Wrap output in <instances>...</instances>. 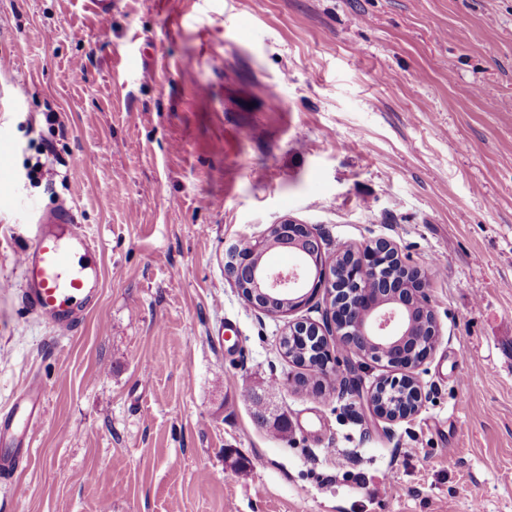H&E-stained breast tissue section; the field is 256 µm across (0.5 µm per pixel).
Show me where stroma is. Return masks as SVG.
<instances>
[{
  "mask_svg": "<svg viewBox=\"0 0 512 512\" xmlns=\"http://www.w3.org/2000/svg\"><path fill=\"white\" fill-rule=\"evenodd\" d=\"M2 145L0 410L36 378L44 415L0 512H512V0H0ZM60 202L101 249L67 336L17 272ZM286 218L428 273L416 415L373 420L360 356L358 394L292 385L323 299L267 316L225 269ZM275 391L276 387L274 385H270L267 391L260 394L254 391L253 389H246L245 396L253 404L255 415L257 417L258 422L262 426L269 428L270 432L280 434L283 433L284 431V417H272L270 414H266L267 401L270 397H272L275 394Z\"/></svg>",
  "mask_w": 512,
  "mask_h": 512,
  "instance_id": "obj_1",
  "label": "stroma"
}]
</instances>
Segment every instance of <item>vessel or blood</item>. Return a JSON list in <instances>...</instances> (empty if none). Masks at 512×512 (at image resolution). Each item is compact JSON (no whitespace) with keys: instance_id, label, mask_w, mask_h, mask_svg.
<instances>
[{"instance_id":"vessel-or-blood-1","label":"vessel or blood","mask_w":512,"mask_h":512,"mask_svg":"<svg viewBox=\"0 0 512 512\" xmlns=\"http://www.w3.org/2000/svg\"><path fill=\"white\" fill-rule=\"evenodd\" d=\"M36 227L32 244L18 257L21 299L57 333L68 335L98 300L100 248L67 205L38 215ZM43 397L41 381L31 379L0 412L1 479H12L20 460L29 457Z\"/></svg>"}]
</instances>
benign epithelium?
<instances>
[{
	"label": "benign epithelium",
	"instance_id": "obj_1",
	"mask_svg": "<svg viewBox=\"0 0 512 512\" xmlns=\"http://www.w3.org/2000/svg\"><path fill=\"white\" fill-rule=\"evenodd\" d=\"M294 235L306 243L311 251L313 270L300 264L293 271H280L266 265L259 267L254 256L265 254L270 242L277 235ZM352 259L347 267L350 280L362 306L361 319L348 323L350 308L338 297L341 286L332 273L337 262H331L323 252L321 237L308 224L285 219L270 226L268 234L254 241L253 254L234 256L228 277L234 282L245 300L260 313L269 316H286L311 303L318 295L325 298V314L320 324L295 322L288 324L289 335L318 336L324 345L325 377L333 379L341 392L349 393L356 386L350 359L341 360L330 349L329 340L346 346L349 352L366 357L376 363H386L400 374L381 378L367 396V405L373 415L387 423H394L414 416L421 405L422 394L412 370L419 367L435 348L438 326L431 308L426 287L428 277L420 268L405 263L393 244L378 239L364 247L351 250ZM405 270L411 277L407 287L380 283L382 272L391 262ZM431 319V340L427 353L412 361L410 347L406 346L407 324L417 317ZM400 398L408 404L405 412H392L386 396Z\"/></svg>",
	"mask_w": 512,
	"mask_h": 512
}]
</instances>
